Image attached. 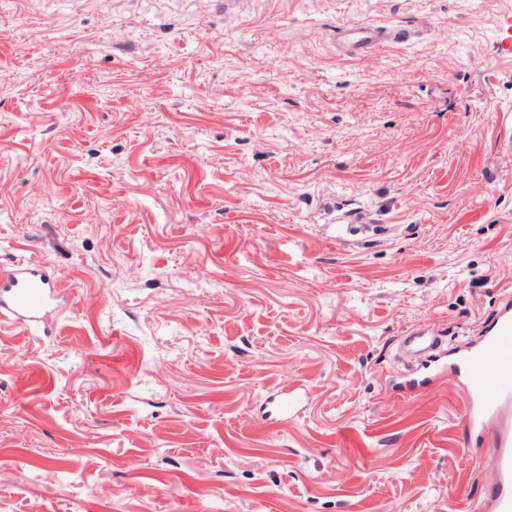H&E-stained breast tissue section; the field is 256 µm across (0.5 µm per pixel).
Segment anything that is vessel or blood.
Here are the masks:
<instances>
[{
    "label": "vessel or blood",
    "mask_w": 512,
    "mask_h": 512,
    "mask_svg": "<svg viewBox=\"0 0 512 512\" xmlns=\"http://www.w3.org/2000/svg\"><path fill=\"white\" fill-rule=\"evenodd\" d=\"M403 30L372 22L339 25L332 40L340 55L361 57L387 42L404 40ZM59 296V281L37 264L0 268V319L33 327L44 323ZM398 351L427 363L426 375L408 376L398 385L404 392L431 387L437 375L451 373L468 395L463 413L465 430L473 439L492 437L496 476L483 493L482 512H512V298H506L484 327L479 340L447 350L431 329L407 330Z\"/></svg>",
    "instance_id": "b4317fda"
}]
</instances>
